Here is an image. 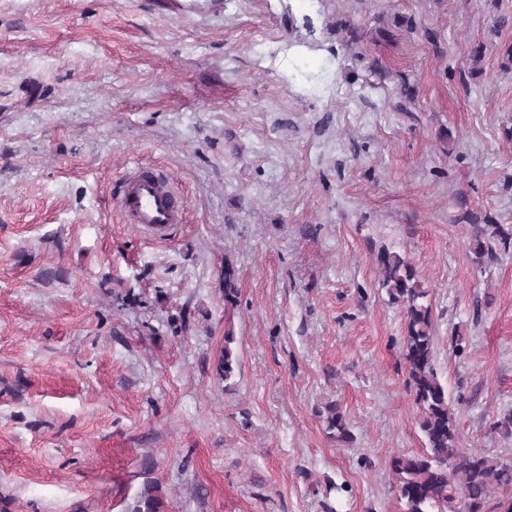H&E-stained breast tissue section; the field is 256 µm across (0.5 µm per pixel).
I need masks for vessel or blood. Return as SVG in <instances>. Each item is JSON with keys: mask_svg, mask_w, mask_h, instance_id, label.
I'll use <instances>...</instances> for the list:
<instances>
[{"mask_svg": "<svg viewBox=\"0 0 512 512\" xmlns=\"http://www.w3.org/2000/svg\"><path fill=\"white\" fill-rule=\"evenodd\" d=\"M116 204L125 223L159 234L185 219L182 197L162 172L153 167L142 166L130 171L121 185Z\"/></svg>", "mask_w": 512, "mask_h": 512, "instance_id": "vessel-or-blood-1", "label": "vessel or blood"}]
</instances>
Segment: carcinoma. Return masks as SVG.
Segmentation results:
<instances>
[{
  "instance_id": "cac0c4a2",
  "label": "carcinoma",
  "mask_w": 512,
  "mask_h": 512,
  "mask_svg": "<svg viewBox=\"0 0 512 512\" xmlns=\"http://www.w3.org/2000/svg\"><path fill=\"white\" fill-rule=\"evenodd\" d=\"M473 228L471 248L479 264L496 259L493 244L505 249L512 246V227L488 219ZM377 260L382 273L381 287L386 289L389 301L401 305L405 313L401 352L425 439V450L400 454L391 462L401 512H445L458 496L464 501V512H491L493 489L512 493V459L460 447L448 390L435 369V326L432 307L427 302L428 291L421 285L414 266L400 253L383 248ZM236 293L235 269L227 263L224 300L232 301ZM232 343L233 337L224 338V354L219 364V374L226 382L234 377L238 367ZM156 492V485H146L127 512H164Z\"/></svg>"
}]
</instances>
